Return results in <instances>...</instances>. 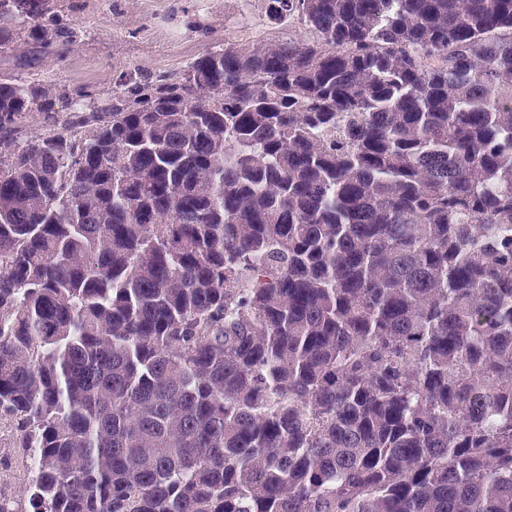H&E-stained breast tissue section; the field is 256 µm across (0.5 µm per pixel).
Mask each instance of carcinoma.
<instances>
[{
	"label": "carcinoma",
	"instance_id": "1",
	"mask_svg": "<svg viewBox=\"0 0 512 512\" xmlns=\"http://www.w3.org/2000/svg\"><path fill=\"white\" fill-rule=\"evenodd\" d=\"M268 12L313 39L0 74L11 512H512V0ZM25 462L15 460L12 464V477L7 480H1L0 492L4 496H20L25 488L26 474H24Z\"/></svg>",
	"mask_w": 512,
	"mask_h": 512
}]
</instances>
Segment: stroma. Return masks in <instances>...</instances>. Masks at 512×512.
<instances>
[{
    "label": "stroma",
    "mask_w": 512,
    "mask_h": 512,
    "mask_svg": "<svg viewBox=\"0 0 512 512\" xmlns=\"http://www.w3.org/2000/svg\"><path fill=\"white\" fill-rule=\"evenodd\" d=\"M81 36L62 53H40L35 67L0 53V72L66 88L70 95L111 89L122 73L182 70L226 42L242 46L309 38L299 24L275 22L265 0H72Z\"/></svg>",
    "instance_id": "obj_1"
}]
</instances>
